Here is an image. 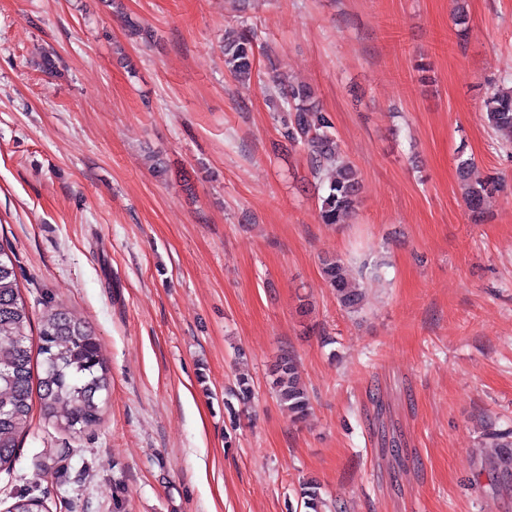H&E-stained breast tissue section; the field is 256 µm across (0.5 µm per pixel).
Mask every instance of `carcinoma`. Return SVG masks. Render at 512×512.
<instances>
[{"label": "carcinoma", "instance_id": "1", "mask_svg": "<svg viewBox=\"0 0 512 512\" xmlns=\"http://www.w3.org/2000/svg\"><path fill=\"white\" fill-rule=\"evenodd\" d=\"M259 35L254 27L225 33L224 67L243 87L261 78ZM267 91L276 112L278 132L290 146L305 156L317 189L318 218L323 224H342L359 203L361 178L358 169L341 150L331 115L316 100L307 83L269 71ZM484 121L496 135L497 147L512 151V86H499L484 101ZM459 179L473 223L485 220V202L505 190L497 177L474 176V162L459 158ZM322 275L336 292V301L348 313L362 304L359 285L339 258L322 260ZM31 318L20 296L12 255L0 245V470H10L17 461L19 438L30 425L32 413V351L29 345ZM39 354L43 356L38 378L40 409L44 417L61 428L77 432L96 425L103 411L111 381L100 344L87 326L62 307L51 308L39 325ZM271 389L278 402L296 421L311 409L308 391L301 382L299 362L292 353L283 354L271 371ZM501 448L494 469L512 475V440ZM300 497L306 512H319L321 487L302 484ZM12 512H46L37 497L20 496Z\"/></svg>", "mask_w": 512, "mask_h": 512}]
</instances>
